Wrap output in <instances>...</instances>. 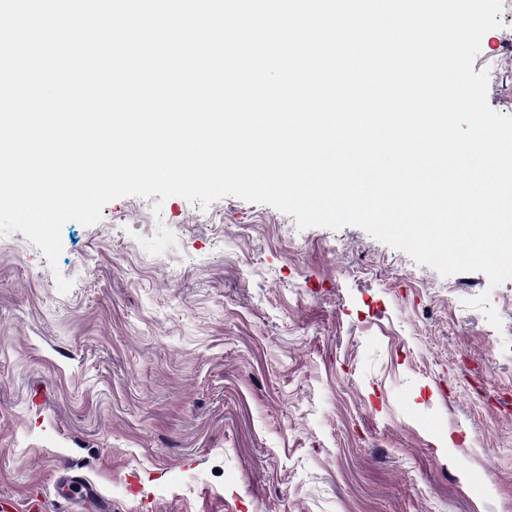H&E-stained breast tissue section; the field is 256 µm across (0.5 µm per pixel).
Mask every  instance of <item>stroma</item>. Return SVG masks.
<instances>
[{
  "instance_id": "1",
  "label": "stroma",
  "mask_w": 512,
  "mask_h": 512,
  "mask_svg": "<svg viewBox=\"0 0 512 512\" xmlns=\"http://www.w3.org/2000/svg\"><path fill=\"white\" fill-rule=\"evenodd\" d=\"M499 18L473 69L512 115ZM153 204L66 222L53 265L0 236V501L72 512L68 466L112 512H512V279L233 196Z\"/></svg>"
}]
</instances>
